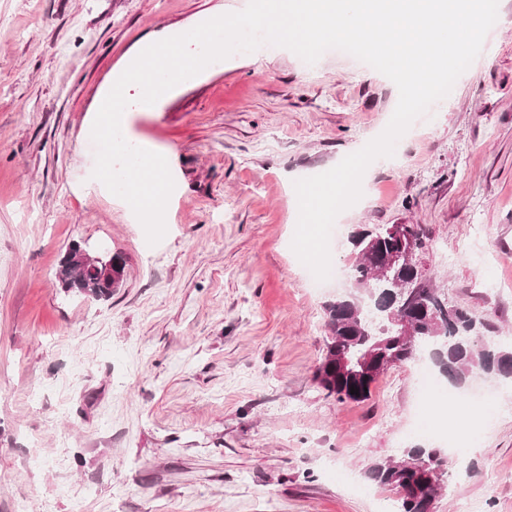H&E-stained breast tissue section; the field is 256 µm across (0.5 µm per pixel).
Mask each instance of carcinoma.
Returning <instances> with one entry per match:
<instances>
[{"label": "carcinoma", "instance_id": "1", "mask_svg": "<svg viewBox=\"0 0 512 512\" xmlns=\"http://www.w3.org/2000/svg\"><path fill=\"white\" fill-rule=\"evenodd\" d=\"M355 253L353 283L325 306L327 344L315 373V381L326 395L337 401H363L371 394L373 384L381 376L380 367L389 362L404 363L426 350L433 367L451 384L461 386L476 373L492 374L512 381V350L486 346L475 348L470 340L473 319L462 309L452 318L433 322V312H421L408 303L406 316L417 323L415 341L404 342L388 333L377 332L373 322L358 313V304L376 303L377 290L372 288L376 263L400 248V239L389 234L371 235L362 228L349 237ZM79 244L71 245L60 261L56 278L64 291H75L96 300H108L124 280L125 262L112 256V276L104 275L103 266L78 260ZM359 395L350 393V388ZM368 479L384 487L397 489L402 498L398 512H423L424 502L438 488L415 469L400 470L390 460H378L368 471Z\"/></svg>", "mask_w": 512, "mask_h": 512}]
</instances>
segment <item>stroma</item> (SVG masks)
<instances>
[{
	"label": "stroma",
	"instance_id": "obj_1",
	"mask_svg": "<svg viewBox=\"0 0 512 512\" xmlns=\"http://www.w3.org/2000/svg\"><path fill=\"white\" fill-rule=\"evenodd\" d=\"M248 0H0V512H381L377 460L423 445L416 363L369 399L314 379L324 306L350 284L359 225L419 224L421 264L480 341L512 336V0L451 93L376 161L336 219L339 274L312 287L291 248L295 180L387 126L396 85L330 49L237 53L133 112L128 143L169 154L167 233L148 245L86 178V129L138 44ZM122 253L107 300L60 288L66 249ZM481 432L437 512H512V383L478 378Z\"/></svg>",
	"mask_w": 512,
	"mask_h": 512
}]
</instances>
